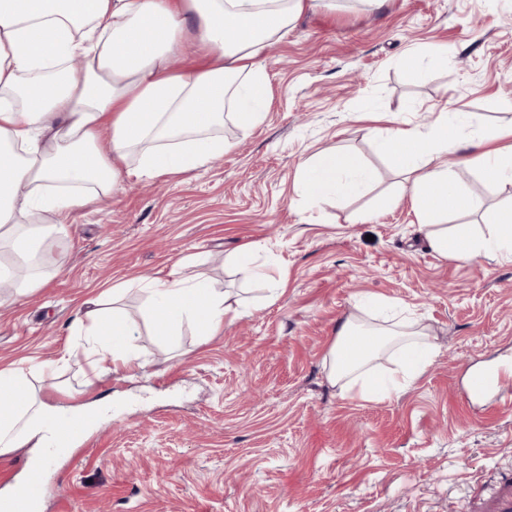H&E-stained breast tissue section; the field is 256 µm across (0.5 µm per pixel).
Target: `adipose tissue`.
Returning a JSON list of instances; mask_svg holds the SVG:
<instances>
[{"mask_svg":"<svg viewBox=\"0 0 512 512\" xmlns=\"http://www.w3.org/2000/svg\"><path fill=\"white\" fill-rule=\"evenodd\" d=\"M336 0H0V245L10 261L0 281L32 289L31 258L59 273L50 242L69 213L111 196L130 180L201 170L225 149L215 131L232 115L242 129L266 118L264 49L283 39L305 11ZM207 59L199 70L173 69L189 49ZM457 128L439 121L425 131L394 124L384 148L404 180L430 248L461 261L512 257V204L476 209L462 172L512 184V146L474 152L449 168ZM373 174L344 150L304 161L297 187L311 201L359 193ZM478 211L476 228L448 226L449 216ZM153 334L170 343L183 322L216 335L231 311L223 292L173 271L148 284ZM110 288L76 319L93 343L90 375L107 367L134 374L144 365L130 341L132 324ZM406 362L383 376L373 365L382 347ZM436 357L423 328L395 320L374 329L346 319L328 351L331 384L363 400L386 399L419 378ZM34 369L0 367V453L43 451L60 405L38 393Z\"/></svg>","mask_w":512,"mask_h":512,"instance_id":"obj_1","label":"adipose tissue"}]
</instances>
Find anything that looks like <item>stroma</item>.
Returning a JSON list of instances; mask_svg holds the SVG:
<instances>
[{"label":"stroma","mask_w":512,"mask_h":512,"mask_svg":"<svg viewBox=\"0 0 512 512\" xmlns=\"http://www.w3.org/2000/svg\"><path fill=\"white\" fill-rule=\"evenodd\" d=\"M447 51L407 81L409 55ZM266 120H225L231 147L206 169L131 183L75 209L54 241L62 272L0 306V365L39 366L37 386L102 413L79 449L49 460L71 512H512V408L465 401L466 376L512 380V261L443 257L420 232L403 176L381 143L397 116L425 129L473 115L459 153L494 133L512 143V0H381L302 15L264 56ZM356 152L373 171L361 195L315 204L300 163ZM285 281L270 299L236 253ZM237 314L218 335L183 325L153 336L142 280L178 263ZM133 323L142 373L84 381L74 319L105 288ZM415 319L438 356L391 398L364 402L327 379L347 318Z\"/></svg>","instance_id":"35a3bbf8"}]
</instances>
